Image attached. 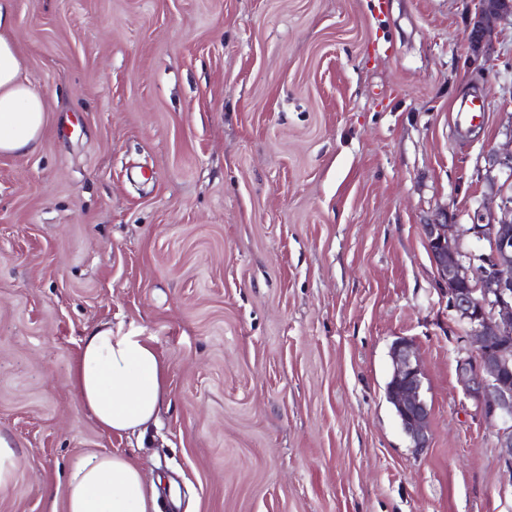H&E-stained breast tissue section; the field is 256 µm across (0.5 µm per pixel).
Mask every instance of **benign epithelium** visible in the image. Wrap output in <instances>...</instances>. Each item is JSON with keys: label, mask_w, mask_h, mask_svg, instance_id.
I'll list each match as a JSON object with an SVG mask.
<instances>
[{"label": "benign epithelium", "mask_w": 512, "mask_h": 512, "mask_svg": "<svg viewBox=\"0 0 512 512\" xmlns=\"http://www.w3.org/2000/svg\"><path fill=\"white\" fill-rule=\"evenodd\" d=\"M512 18V0H479L478 16L466 41L478 51L495 21ZM506 174L504 181L494 171ZM484 179L500 199V214L471 230L482 242L480 253H464L456 245L457 225H424L438 278L448 286V308L468 327L473 350L458 360V382L481 417L497 427V447L512 483V150L491 154ZM395 365L390 397L400 411L414 448L429 444L430 409L421 397L423 372L412 345L392 346Z\"/></svg>", "instance_id": "obj_1"}]
</instances>
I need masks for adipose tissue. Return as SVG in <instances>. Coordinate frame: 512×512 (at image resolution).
<instances>
[{
  "instance_id": "ef3b65f1",
  "label": "adipose tissue",
  "mask_w": 512,
  "mask_h": 512,
  "mask_svg": "<svg viewBox=\"0 0 512 512\" xmlns=\"http://www.w3.org/2000/svg\"><path fill=\"white\" fill-rule=\"evenodd\" d=\"M11 13L0 0V152H35L45 104L23 77L14 42L5 34ZM166 368L150 340L116 335L111 325L81 339L70 384L103 430L133 432L154 420L162 406ZM158 490L140 468L119 455L80 459L68 482L66 512H155Z\"/></svg>"
}]
</instances>
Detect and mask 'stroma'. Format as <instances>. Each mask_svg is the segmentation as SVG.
<instances>
[{"label": "stroma", "mask_w": 512, "mask_h": 512, "mask_svg": "<svg viewBox=\"0 0 512 512\" xmlns=\"http://www.w3.org/2000/svg\"><path fill=\"white\" fill-rule=\"evenodd\" d=\"M376 3L10 0L46 118L34 153H0V512H66L92 453L162 480L158 512H512L424 232L445 211L479 246L512 22L475 54L477 0ZM104 323L166 361L144 435L69 383ZM400 338L422 451L387 398ZM391 353L395 365V377L390 397L400 411L403 427L412 440L414 448L422 450L429 444L430 409L421 397L423 384L421 364L412 345L405 340L396 341ZM390 403L394 406L397 415L395 405L391 401ZM18 466V459L9 443L0 437V487L12 480Z\"/></svg>", "instance_id": "35a3bbf8"}]
</instances>
